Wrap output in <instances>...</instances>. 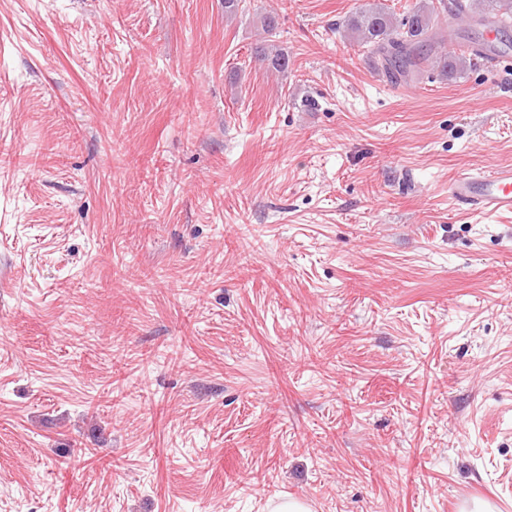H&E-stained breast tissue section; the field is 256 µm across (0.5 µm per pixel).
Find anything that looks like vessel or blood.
Wrapping results in <instances>:
<instances>
[{
  "label": "vessel or blood",
  "instance_id": "1",
  "mask_svg": "<svg viewBox=\"0 0 512 512\" xmlns=\"http://www.w3.org/2000/svg\"><path fill=\"white\" fill-rule=\"evenodd\" d=\"M448 199L467 215L512 214V166L456 176L448 182Z\"/></svg>",
  "mask_w": 512,
  "mask_h": 512
}]
</instances>
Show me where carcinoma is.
<instances>
[{
    "instance_id": "1",
    "label": "carcinoma",
    "mask_w": 512,
    "mask_h": 512,
    "mask_svg": "<svg viewBox=\"0 0 512 512\" xmlns=\"http://www.w3.org/2000/svg\"><path fill=\"white\" fill-rule=\"evenodd\" d=\"M477 18L480 26L498 32L512 29V0H437L422 4L402 18L377 5L356 9L347 19L350 37L366 49L372 67L391 81L414 79L428 68L452 77L472 64V57L489 58L494 51L478 41L457 52L437 51L444 35L437 31L442 20ZM256 56L278 72L288 70V54L274 44L256 47Z\"/></svg>"
}]
</instances>
